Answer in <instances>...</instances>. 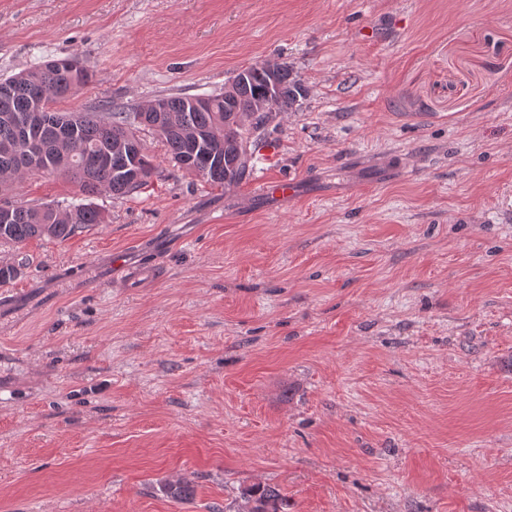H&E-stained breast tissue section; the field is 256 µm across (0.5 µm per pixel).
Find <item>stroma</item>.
<instances>
[{
  "label": "stroma",
  "instance_id": "1",
  "mask_svg": "<svg viewBox=\"0 0 512 512\" xmlns=\"http://www.w3.org/2000/svg\"><path fill=\"white\" fill-rule=\"evenodd\" d=\"M71 55L62 112L307 96L237 185L148 134L104 223L0 247V512H512V0H0V77ZM246 492L251 495V498L255 497V501L263 506L264 511L260 512H285L288 508V503L280 491L270 485L257 484L244 488L241 491V496ZM251 498L245 503L244 511H254V502Z\"/></svg>",
  "mask_w": 512,
  "mask_h": 512
}]
</instances>
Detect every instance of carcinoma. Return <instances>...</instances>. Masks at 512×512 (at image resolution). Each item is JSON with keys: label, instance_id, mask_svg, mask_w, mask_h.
I'll return each instance as SVG.
<instances>
[{"label": "carcinoma", "instance_id": "cac0c4a2", "mask_svg": "<svg viewBox=\"0 0 512 512\" xmlns=\"http://www.w3.org/2000/svg\"><path fill=\"white\" fill-rule=\"evenodd\" d=\"M251 77L240 82L232 77L229 96L207 97L199 108L187 96L164 97L165 122L169 130L158 134L166 144L171 162L178 170L201 176L214 186L241 182L252 170L253 153L247 150L250 135L264 127L266 107L274 113L299 106L305 86L293 77L283 62L277 63L275 91L266 99L268 74L265 63L248 67ZM91 75L75 57L53 58L7 78H0V193L14 181L35 174H64L78 183L84 199L66 204L14 205L7 223L0 222V243L23 245L32 239H68L84 229L103 223L101 209L92 197L105 191L128 195L149 183L154 167L139 149L133 155L119 153L128 141L141 143L139 129L156 132L153 113L140 107L136 112H57L52 105L73 96L90 81ZM50 113L51 122L32 124L24 133L18 122L35 105ZM163 491L177 501L195 494L189 480L167 483ZM255 497L264 512H286L288 503L270 485L242 489Z\"/></svg>", "mask_w": 512, "mask_h": 512}]
</instances>
